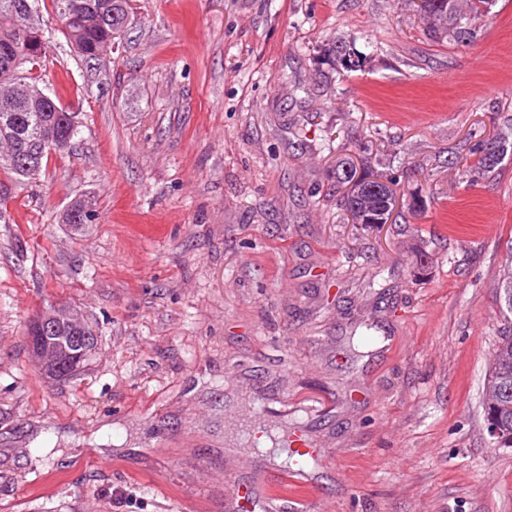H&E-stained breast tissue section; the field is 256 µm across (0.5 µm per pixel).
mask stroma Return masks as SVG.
<instances>
[{
    "instance_id": "stroma-1",
    "label": "stroma",
    "mask_w": 512,
    "mask_h": 512,
    "mask_svg": "<svg viewBox=\"0 0 512 512\" xmlns=\"http://www.w3.org/2000/svg\"><path fill=\"white\" fill-rule=\"evenodd\" d=\"M479 24L457 46L408 0H135L90 71L53 23L79 127L37 178L0 171V512H226L270 465L228 435L271 417L332 462L284 512H512L482 410L512 152L465 173L470 131L512 125V0ZM345 32L362 70L326 56ZM344 161L395 179L391 223L340 207ZM47 308L98 337L73 378L27 346Z\"/></svg>"
}]
</instances>
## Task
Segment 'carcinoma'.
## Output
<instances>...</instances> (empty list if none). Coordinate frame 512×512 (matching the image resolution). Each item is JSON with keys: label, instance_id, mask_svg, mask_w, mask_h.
I'll return each mask as SVG.
<instances>
[{"label": "carcinoma", "instance_id": "obj_1", "mask_svg": "<svg viewBox=\"0 0 512 512\" xmlns=\"http://www.w3.org/2000/svg\"><path fill=\"white\" fill-rule=\"evenodd\" d=\"M40 1L50 2L48 16L61 23L72 14L83 15V24L69 25L64 34L85 65L96 62L100 67L106 65L116 39L127 26L129 5L128 0H0V143H33L53 126L65 139V149L78 134L75 114L39 87L42 78L36 74L47 58L49 44L26 40L15 24L20 14L30 6L37 7ZM411 4L426 21L432 39L465 45L477 40L476 20L482 17V9L495 5V0H467L465 9L460 0H411ZM509 147L512 141L487 136L483 130L470 133V169L476 173L493 172ZM0 170L17 177L28 176L16 155L0 156ZM371 186L372 182H364L357 194L344 198L346 210L357 224L368 223L369 218L393 205L392 200L372 192ZM93 218L89 206L78 200L67 212L66 223L79 229ZM498 290L504 323L489 365L484 422H492L497 429L491 437L493 445L512 448V267L503 272ZM54 345L57 354L51 372L69 378L85 367L97 347V336L92 334L81 340L75 331L64 329L57 333Z\"/></svg>", "mask_w": 512, "mask_h": 512}]
</instances>
